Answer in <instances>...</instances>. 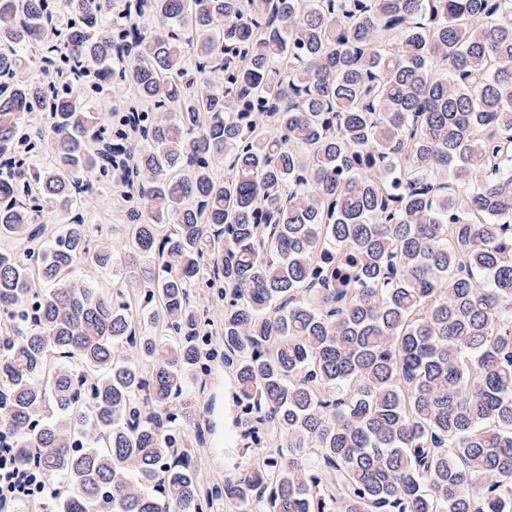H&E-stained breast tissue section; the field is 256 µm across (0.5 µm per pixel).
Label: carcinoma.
<instances>
[{
  "instance_id": "cac0c4a2",
  "label": "carcinoma",
  "mask_w": 512,
  "mask_h": 512,
  "mask_svg": "<svg viewBox=\"0 0 512 512\" xmlns=\"http://www.w3.org/2000/svg\"><path fill=\"white\" fill-rule=\"evenodd\" d=\"M112 8L0 0V432L50 512H512V0ZM118 195L119 193L112 189L107 192H95L85 197L81 210L86 221L92 224H107L106 229L111 232L113 224H125L118 206ZM103 217L106 220L102 219ZM214 367L213 380L203 393L197 395L201 411H205L209 404V413L205 415L213 426L209 442L194 458L195 470L200 479L202 475H208L212 479H224L225 473L233 475L245 467L243 450L236 442L235 409L231 400L230 384L222 373L221 363L214 362Z\"/></svg>"
}]
</instances>
